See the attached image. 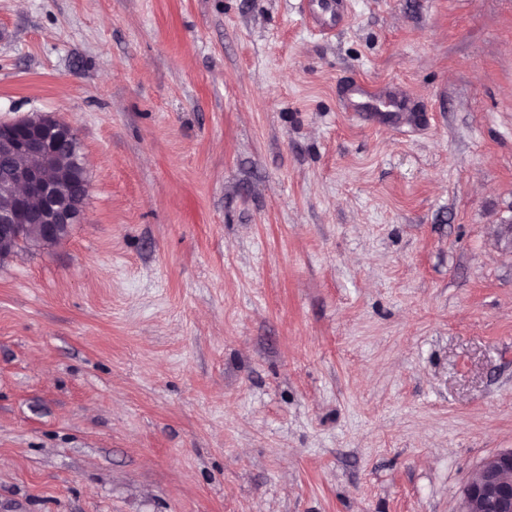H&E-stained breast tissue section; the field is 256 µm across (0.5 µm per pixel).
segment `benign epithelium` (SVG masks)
<instances>
[{
    "mask_svg": "<svg viewBox=\"0 0 512 512\" xmlns=\"http://www.w3.org/2000/svg\"><path fill=\"white\" fill-rule=\"evenodd\" d=\"M74 135L71 124L48 113L0 122V198L9 201L0 209L1 247L16 242L19 232L32 225L54 242L63 227L82 220L86 195L63 194L69 176H47ZM461 499L460 512H512V448L486 458L461 489Z\"/></svg>",
    "mask_w": 512,
    "mask_h": 512,
    "instance_id": "benign-epithelium-1",
    "label": "benign epithelium"
}]
</instances>
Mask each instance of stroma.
I'll use <instances>...</instances> for the list:
<instances>
[{
  "mask_svg": "<svg viewBox=\"0 0 512 512\" xmlns=\"http://www.w3.org/2000/svg\"><path fill=\"white\" fill-rule=\"evenodd\" d=\"M36 113L91 189L0 258V512H458L512 448V0H0ZM319 10L309 11L312 24L319 31H324L333 22L339 23L345 15V5L342 0H317Z\"/></svg>",
  "mask_w": 512,
  "mask_h": 512,
  "instance_id": "1",
  "label": "stroma"
}]
</instances>
